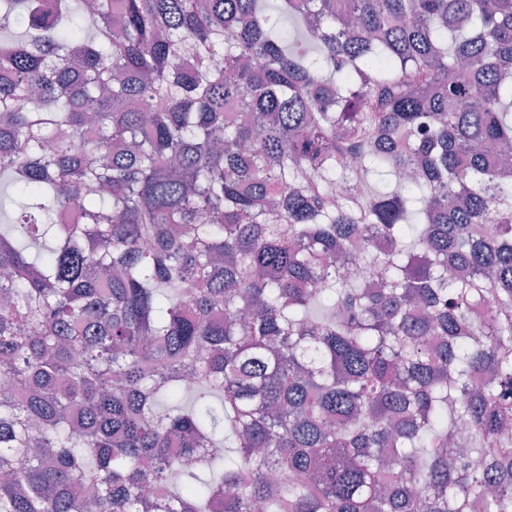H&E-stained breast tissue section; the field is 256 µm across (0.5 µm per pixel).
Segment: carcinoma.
I'll return each mask as SVG.
<instances>
[{"mask_svg": "<svg viewBox=\"0 0 512 512\" xmlns=\"http://www.w3.org/2000/svg\"><path fill=\"white\" fill-rule=\"evenodd\" d=\"M511 148L512 0H0V512H512Z\"/></svg>", "mask_w": 512, "mask_h": 512, "instance_id": "carcinoma-1", "label": "carcinoma"}]
</instances>
